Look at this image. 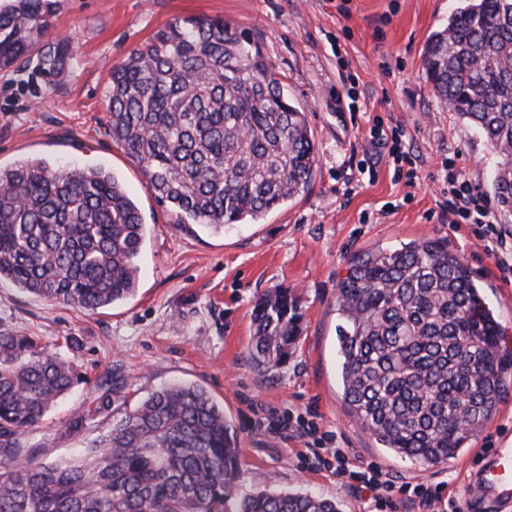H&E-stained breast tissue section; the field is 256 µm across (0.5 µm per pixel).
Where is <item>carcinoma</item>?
<instances>
[{"mask_svg":"<svg viewBox=\"0 0 512 512\" xmlns=\"http://www.w3.org/2000/svg\"><path fill=\"white\" fill-rule=\"evenodd\" d=\"M54 10L53 0H16L0 11V69L34 57L45 77L63 73L69 45L42 41ZM423 68L436 96L498 155L491 188L512 213V0H464L428 38ZM107 98L112 143L181 224L256 223L310 183L306 112L258 41L222 19L167 24L112 68ZM145 236L136 204L100 168L0 166V281L95 313L134 294ZM336 314L342 402L382 447L423 464L449 460L497 412L512 355L448 242L356 255ZM253 321L250 359L280 367L300 334L292 289L262 294ZM79 381L58 353L0 328V512H339L309 491H263L227 508L237 433L193 383L163 386L118 419L105 395L69 423L103 424L91 445L42 460L22 436Z\"/></svg>","mask_w":512,"mask_h":512,"instance_id":"carcinoma-1","label":"carcinoma"}]
</instances>
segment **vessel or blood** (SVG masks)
<instances>
[{
  "mask_svg": "<svg viewBox=\"0 0 512 512\" xmlns=\"http://www.w3.org/2000/svg\"><path fill=\"white\" fill-rule=\"evenodd\" d=\"M465 497L491 507L512 504V437L498 442L481 458Z\"/></svg>",
  "mask_w": 512,
  "mask_h": 512,
  "instance_id": "1",
  "label": "vessel or blood"
}]
</instances>
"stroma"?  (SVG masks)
I'll list each match as a JSON object with an SVG mask.
<instances>
[{"label":"stroma","mask_w":512,"mask_h":512,"mask_svg":"<svg viewBox=\"0 0 512 512\" xmlns=\"http://www.w3.org/2000/svg\"><path fill=\"white\" fill-rule=\"evenodd\" d=\"M457 0H55L45 42L69 38L65 73L47 81L35 63L0 70V164L43 158L58 165L104 166L124 183L148 226L134 297L87 314L0 283V326L37 337L71 361L77 384L23 437L46 461L87 448L99 429L72 430L74 414L112 395V412L132 409L152 390L179 380L224 405L238 436L240 498L262 490H307L341 512H370L368 492L331 472L305 471V440L261 427L271 413L308 417L355 461L376 462L397 479L467 483L485 444L512 429V373L496 414L448 461L423 465L378 447L348 415L336 356L337 285L355 254L394 250L425 238L462 256L503 328L512 352V283L466 224L448 221L437 187L441 161L456 155L458 177L489 193L498 158L434 94L422 67L429 35ZM223 18L258 36L261 51L304 109L316 146L307 190L256 224L216 234L180 224L146 189L141 170L107 130L106 88L113 66L169 22ZM399 124L423 158L414 186L395 181L386 146L372 143L374 118ZM293 288L301 334L287 361L267 371L249 359L252 312L266 291Z\"/></svg>","instance_id":"35a3bbf8"}]
</instances>
